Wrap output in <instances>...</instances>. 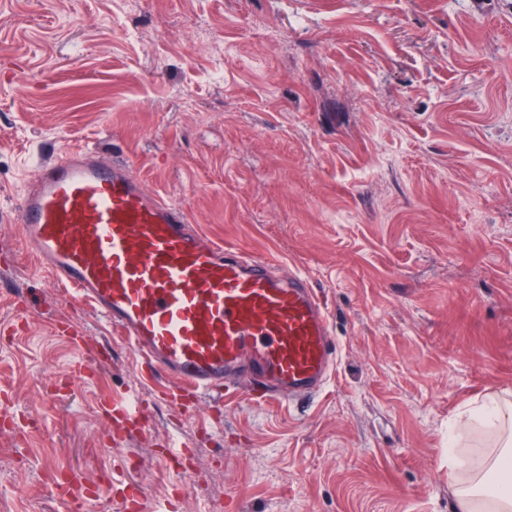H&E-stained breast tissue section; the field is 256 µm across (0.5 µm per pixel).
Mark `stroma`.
I'll return each instance as SVG.
<instances>
[{"instance_id": "35a3bbf8", "label": "stroma", "mask_w": 512, "mask_h": 512, "mask_svg": "<svg viewBox=\"0 0 512 512\" xmlns=\"http://www.w3.org/2000/svg\"><path fill=\"white\" fill-rule=\"evenodd\" d=\"M81 147L306 275L336 368L164 397L0 218V512H64L73 472L90 512H453L448 434L512 390V0H0V208ZM106 493H101L97 487L91 490L83 475L74 474L66 484L65 492L59 494L66 502L68 510L84 511L87 510L89 503L100 499Z\"/></svg>"}]
</instances>
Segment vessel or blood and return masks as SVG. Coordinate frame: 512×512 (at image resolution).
<instances>
[{
  "instance_id": "1",
  "label": "vessel or blood",
  "mask_w": 512,
  "mask_h": 512,
  "mask_svg": "<svg viewBox=\"0 0 512 512\" xmlns=\"http://www.w3.org/2000/svg\"><path fill=\"white\" fill-rule=\"evenodd\" d=\"M15 215L40 268L195 397L239 381L253 399L294 400L328 380L336 339L307 279L209 241L128 163L89 149L44 161ZM62 497L85 512L101 493L76 474Z\"/></svg>"
}]
</instances>
